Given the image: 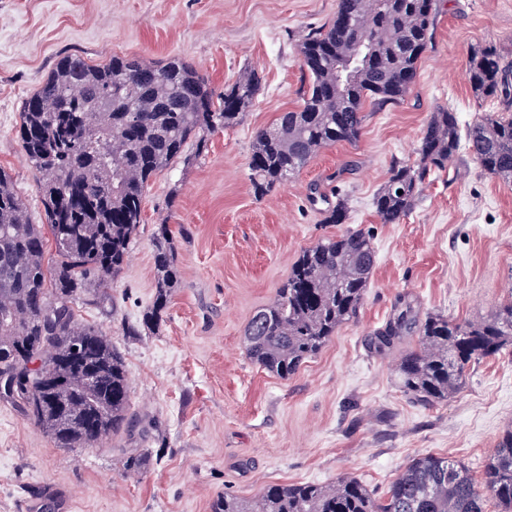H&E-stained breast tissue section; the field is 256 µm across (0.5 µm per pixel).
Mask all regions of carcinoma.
<instances>
[{
	"mask_svg": "<svg viewBox=\"0 0 512 512\" xmlns=\"http://www.w3.org/2000/svg\"><path fill=\"white\" fill-rule=\"evenodd\" d=\"M437 9L438 0H338L333 20L301 45V107L254 138L256 195L299 173L320 148L356 141L366 104L381 109L403 100L431 47ZM468 73L475 95L499 109L463 130L452 109L437 108L416 158L393 161L375 197L382 223H399L462 147L484 171L512 181V64L489 45L471 55ZM258 87L248 76L216 99L208 80L180 57L156 65L114 55L94 66L65 54L26 99L18 138L40 175L45 223L25 219L24 199L0 170V399L23 406L55 447L93 448L137 430L124 361L98 326L79 319L73 300L84 284L124 266L150 180L181 158L188 142L200 151L207 134L237 124ZM320 200L328 204L324 223H344L346 198L333 204L312 188L310 202ZM154 264L147 324L161 320L179 283L167 224L154 235ZM373 264L371 236L361 230L303 250L271 303L249 322L248 358L281 378L295 374L356 313ZM406 333L417 334L419 344L399 362L401 387L434 404L458 389L469 364L512 340V302L477 322L420 319L407 307L372 344L381 349ZM488 495L500 512H512V430L486 460L480 484L465 464L427 454L379 499L344 475L331 486L270 485L254 499L225 494L212 512H485Z\"/></svg>",
	"mask_w": 512,
	"mask_h": 512,
	"instance_id": "obj_1",
	"label": "carcinoma"
}]
</instances>
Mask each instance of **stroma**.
<instances>
[{"label":"stroma","mask_w":512,"mask_h":512,"mask_svg":"<svg viewBox=\"0 0 512 512\" xmlns=\"http://www.w3.org/2000/svg\"><path fill=\"white\" fill-rule=\"evenodd\" d=\"M336 9L337 0H0V169L34 224L44 221L39 177L16 130L25 99L60 55L91 65L179 56L218 96L248 75L260 82L238 124L150 181L122 271L88 283L74 302L123 357L139 431L96 448H58L0 401V512L50 500L69 501V512H211L225 492L255 498L269 485L328 486L344 475L381 497L424 454L463 462L481 478L512 430V345L470 364L455 393L428 405L406 395L398 376L417 335L384 349L371 340L405 303L421 318L463 322L512 301V183L463 149L399 223H381L373 199L393 160L413 157L437 106L464 127L492 113L471 89L468 61L487 45L512 50V0H440L435 41L404 100L366 108L357 142L320 149L285 185L255 197L254 136L301 107L300 46ZM314 184L329 199L347 198L345 223H324L309 202ZM162 224L174 232L180 281L162 321L146 327ZM357 229L372 237L374 265L355 317L293 376L250 361L244 330L301 252ZM130 326L139 335H127ZM143 451L149 466L126 476L127 456Z\"/></svg>","instance_id":"obj_1"}]
</instances>
